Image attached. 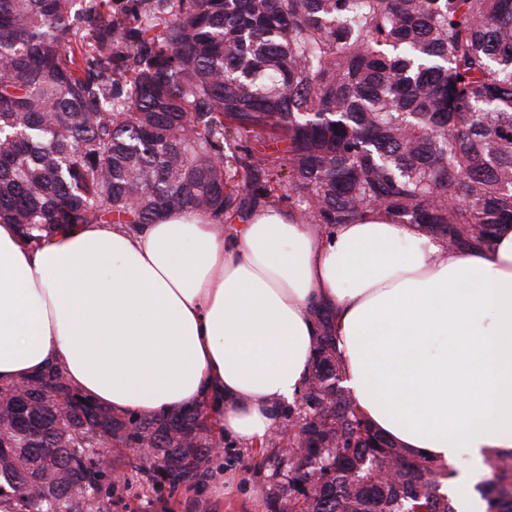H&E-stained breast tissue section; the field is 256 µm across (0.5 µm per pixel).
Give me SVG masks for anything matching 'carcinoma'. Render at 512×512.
Here are the masks:
<instances>
[{"label": "carcinoma", "mask_w": 512, "mask_h": 512, "mask_svg": "<svg viewBox=\"0 0 512 512\" xmlns=\"http://www.w3.org/2000/svg\"><path fill=\"white\" fill-rule=\"evenodd\" d=\"M279 202L487 247L512 224V0H0V220L26 241ZM310 312L307 390L280 409L298 431L258 444L287 480L269 512H456L448 472L343 389L332 314ZM26 383L0 386V512H112L133 472L192 489L224 443L204 407L116 413L58 370ZM510 477L512 451L485 512H512Z\"/></svg>", "instance_id": "1"}]
</instances>
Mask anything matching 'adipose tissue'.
<instances>
[{
    "label": "adipose tissue",
    "instance_id": "obj_1",
    "mask_svg": "<svg viewBox=\"0 0 512 512\" xmlns=\"http://www.w3.org/2000/svg\"><path fill=\"white\" fill-rule=\"evenodd\" d=\"M321 303L345 387L411 455L472 486L512 450V225L480 251L412 224L328 227L270 206L223 226L191 210L83 224L40 245L0 222V385L56 368L115 412L208 404L250 447L303 389ZM470 459L471 472L459 468Z\"/></svg>",
    "mask_w": 512,
    "mask_h": 512
}]
</instances>
